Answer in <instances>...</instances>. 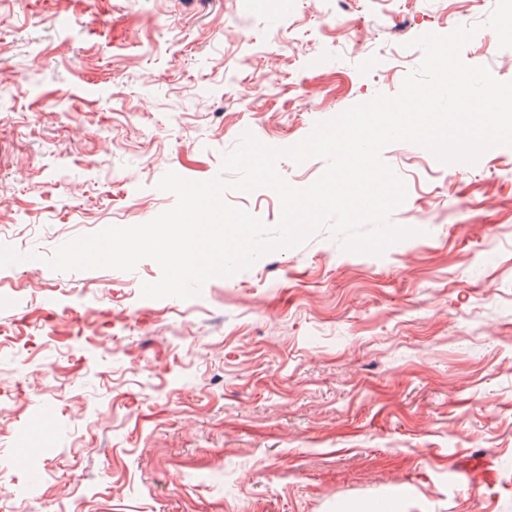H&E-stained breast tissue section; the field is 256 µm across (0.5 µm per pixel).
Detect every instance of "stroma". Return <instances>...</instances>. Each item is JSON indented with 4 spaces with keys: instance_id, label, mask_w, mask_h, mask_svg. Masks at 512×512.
<instances>
[{
    "instance_id": "obj_1",
    "label": "stroma",
    "mask_w": 512,
    "mask_h": 512,
    "mask_svg": "<svg viewBox=\"0 0 512 512\" xmlns=\"http://www.w3.org/2000/svg\"><path fill=\"white\" fill-rule=\"evenodd\" d=\"M496 2L0 0V244L44 258L0 268V512H512V147L386 146L414 234L379 255L322 228L186 300L142 297L150 259L45 263L173 207L163 175L214 178L244 132L287 148L397 94L424 34L477 26L463 60L512 81Z\"/></svg>"
}]
</instances>
